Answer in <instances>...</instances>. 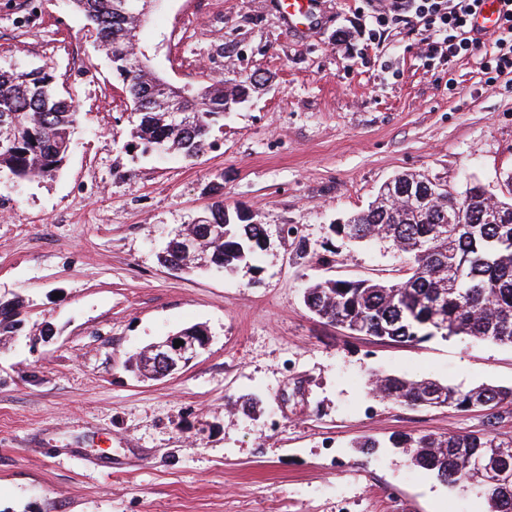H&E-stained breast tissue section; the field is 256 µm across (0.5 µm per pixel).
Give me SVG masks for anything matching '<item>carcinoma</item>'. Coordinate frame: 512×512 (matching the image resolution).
Instances as JSON below:
<instances>
[{
  "mask_svg": "<svg viewBox=\"0 0 512 512\" xmlns=\"http://www.w3.org/2000/svg\"><path fill=\"white\" fill-rule=\"evenodd\" d=\"M87 20V29L103 47L122 79L138 124L132 141L143 150L158 146L185 156L199 154L214 122L247 93L245 81H217L184 102L194 121L173 130L167 112L152 104L150 73L132 51L134 20L117 14L113 0H71ZM78 112L72 98L57 88L48 67L0 68V131L8 129L12 148L0 150V168L21 179L51 178L65 161ZM413 192H390L382 185L368 209L333 226L346 239L389 243L404 274L382 283L325 279L304 291L305 307L343 330L393 343H420L440 336H469L512 346V200L493 199L479 183L461 194L426 178L394 179ZM226 237L200 235L192 252L226 270L257 259L264 248L265 225L235 218ZM163 265L193 269L185 242L172 238ZM17 304L0 301V333L16 323ZM372 391L384 400L416 409L435 405L467 412L476 407L501 418L512 407V388L482 384L469 389L431 378L374 373ZM392 448H405L411 463L450 488L474 492L488 512H512V437L496 433H398Z\"/></svg>",
  "mask_w": 512,
  "mask_h": 512,
  "instance_id": "carcinoma-1",
  "label": "carcinoma"
}]
</instances>
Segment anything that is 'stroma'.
<instances>
[{
	"label": "stroma",
	"instance_id": "obj_1",
	"mask_svg": "<svg viewBox=\"0 0 512 512\" xmlns=\"http://www.w3.org/2000/svg\"><path fill=\"white\" fill-rule=\"evenodd\" d=\"M422 21L376 30L367 0H165L144 28L173 83L255 79L195 158L130 151L136 120L69 0H0V66H47L79 110L63 169L0 171V512H486L386 447L396 432L487 430L484 411L406 409L370 395L379 369L468 389L512 387V347L467 336L397 344L303 305L320 278L396 279L385 243L333 225L399 174L512 195V73L490 34L429 57ZM265 224L236 271L164 267L169 238L216 197ZM198 325L208 348L160 379L144 347ZM244 394L259 411L235 406ZM380 441L366 453L353 443Z\"/></svg>",
	"mask_w": 512,
	"mask_h": 512
}]
</instances>
